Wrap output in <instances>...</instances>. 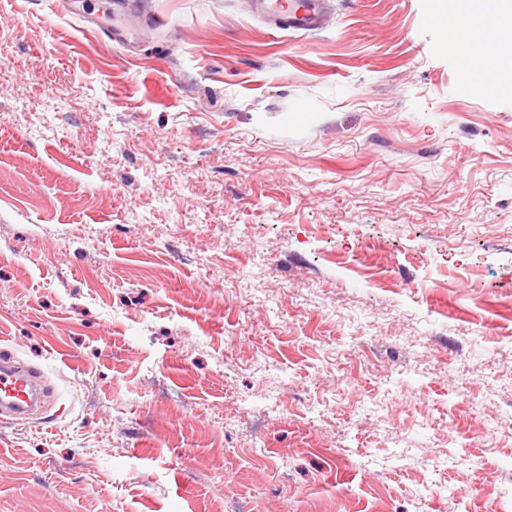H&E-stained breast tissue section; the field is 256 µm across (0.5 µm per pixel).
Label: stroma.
I'll return each mask as SVG.
<instances>
[{
  "instance_id": "1",
  "label": "stroma",
  "mask_w": 512,
  "mask_h": 512,
  "mask_svg": "<svg viewBox=\"0 0 512 512\" xmlns=\"http://www.w3.org/2000/svg\"><path fill=\"white\" fill-rule=\"evenodd\" d=\"M329 2L0 0V512H512V95ZM326 0H249L253 13L263 14L276 30L309 32L327 22ZM41 389V375L31 367L12 364L10 357L0 359L1 415L28 414L36 405Z\"/></svg>"
}]
</instances>
